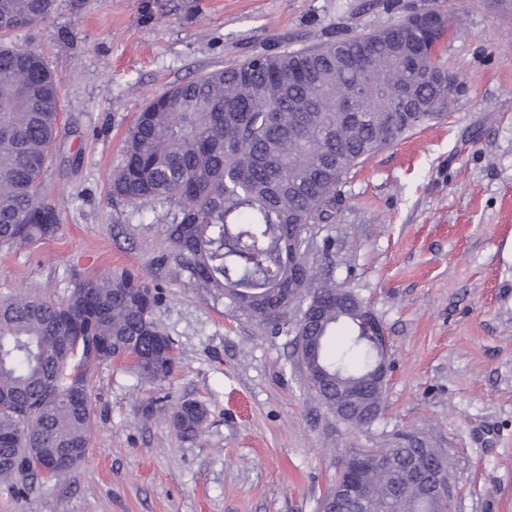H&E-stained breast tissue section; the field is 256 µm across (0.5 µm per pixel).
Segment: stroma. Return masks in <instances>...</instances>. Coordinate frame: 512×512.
I'll return each mask as SVG.
<instances>
[{
    "instance_id": "35a3bbf8",
    "label": "stroma",
    "mask_w": 512,
    "mask_h": 512,
    "mask_svg": "<svg viewBox=\"0 0 512 512\" xmlns=\"http://www.w3.org/2000/svg\"><path fill=\"white\" fill-rule=\"evenodd\" d=\"M437 3L460 94L353 168L312 258L374 312L390 341L379 420L354 429L310 392L293 336H270L189 274L173 279L168 206L112 201L138 112L171 86L272 48L354 36ZM14 41L61 82L44 183L57 236L0 250V294L67 297L74 277L128 271L154 287L176 367L94 372L85 458L0 512H315L342 456L408 434L444 449L453 512H512V0H56ZM206 410L181 436L155 398Z\"/></svg>"
}]
</instances>
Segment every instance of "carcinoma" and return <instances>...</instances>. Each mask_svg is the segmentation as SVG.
Wrapping results in <instances>:
<instances>
[{"instance_id":"cac0c4a2","label":"carcinoma","mask_w":512,"mask_h":512,"mask_svg":"<svg viewBox=\"0 0 512 512\" xmlns=\"http://www.w3.org/2000/svg\"><path fill=\"white\" fill-rule=\"evenodd\" d=\"M55 0H0V32L30 28ZM415 40L409 18L390 36L371 31L317 47L283 50L205 73L171 87L138 113L114 175L112 198L137 207L167 204L175 275L189 272L201 287L227 298L272 335L295 333L315 347L328 380L313 395L336 412V382L367 384L376 415L343 418L355 429L384 409L386 384H370L378 353L353 318L355 298L303 250L288 252V225L332 224L337 187L356 165L417 126L442 116L430 109L436 74L430 51ZM60 120V91L39 54L0 45V248L56 236L60 215L46 200L42 175ZM314 302L318 320L292 323L300 299ZM157 294L129 273L77 281L65 301L27 294L0 297V483L19 492L38 477L37 448H88L90 375L122 355L138 360L148 379L168 377L170 338L152 317ZM350 334L333 357L324 347L336 329ZM84 396L76 408L72 394ZM206 417L195 400L170 407L184 437ZM358 478L373 512H448L413 480V467L443 466L439 448L363 449Z\"/></svg>"}]
</instances>
